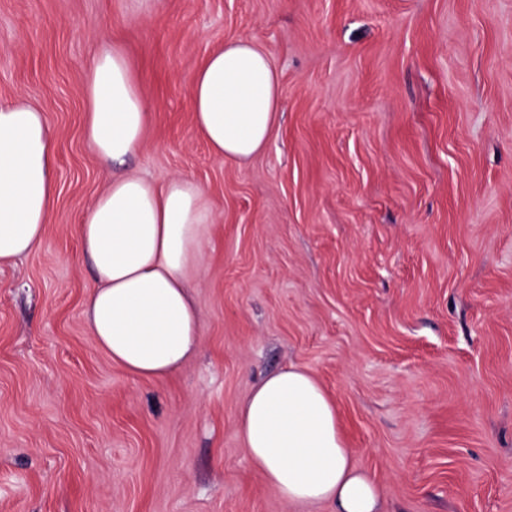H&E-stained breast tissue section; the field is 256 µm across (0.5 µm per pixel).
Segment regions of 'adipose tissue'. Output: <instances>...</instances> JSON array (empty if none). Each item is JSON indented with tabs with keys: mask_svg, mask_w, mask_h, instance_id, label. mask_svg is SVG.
Masks as SVG:
<instances>
[{
	"mask_svg": "<svg viewBox=\"0 0 512 512\" xmlns=\"http://www.w3.org/2000/svg\"><path fill=\"white\" fill-rule=\"evenodd\" d=\"M85 137L112 171L76 227L93 270L87 325L94 346L137 377L164 380L198 349L199 313L186 284L200 269L213 222L202 188L125 171L151 122L124 50L104 43L84 76ZM279 75L252 40L225 42L191 77L192 120L218 160L240 164L267 147L279 110ZM51 135L25 97L0 105V264L38 249L55 203ZM243 449L281 498L330 502L336 512H381L359 469L335 401L312 371L291 365L265 377L240 412Z\"/></svg>",
	"mask_w": 512,
	"mask_h": 512,
	"instance_id": "1",
	"label": "adipose tissue"
}]
</instances>
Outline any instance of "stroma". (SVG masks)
Listing matches in <instances>:
<instances>
[{
  "instance_id": "1",
  "label": "stroma",
  "mask_w": 512,
  "mask_h": 512,
  "mask_svg": "<svg viewBox=\"0 0 512 512\" xmlns=\"http://www.w3.org/2000/svg\"><path fill=\"white\" fill-rule=\"evenodd\" d=\"M248 38L280 77L264 152L216 160L189 78ZM120 44L152 121L131 171L205 192L198 352L97 350L75 227L105 185L84 71ZM52 132L42 245L0 267V512H336L282 500L241 408L302 364L383 512H512V0H0V104Z\"/></svg>"
}]
</instances>
